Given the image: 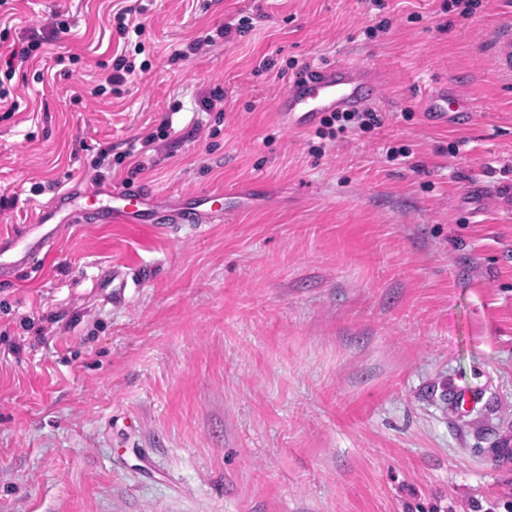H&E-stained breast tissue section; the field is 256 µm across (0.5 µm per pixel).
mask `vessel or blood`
<instances>
[{"label":"vessel or blood","mask_w":512,"mask_h":512,"mask_svg":"<svg viewBox=\"0 0 512 512\" xmlns=\"http://www.w3.org/2000/svg\"><path fill=\"white\" fill-rule=\"evenodd\" d=\"M487 48L498 68L512 70V25L498 28ZM369 71L357 65L337 64L313 68L293 83L278 102V118L288 129L311 128L329 112H349L362 108L372 93ZM429 122L459 123L473 111L470 100L447 88L431 92L424 103ZM96 214L101 224H155L165 229L172 224H186L200 229L207 217L198 211L172 210L154 200L146 192L130 187L109 192L84 189L70 198L55 196L38 206L36 224L19 226L12 235L11 246L20 264L33 265L47 240L36 236V225L56 223L64 231L86 223L89 214Z\"/></svg>","instance_id":"1"}]
</instances>
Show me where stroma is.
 Wrapping results in <instances>:
<instances>
[{
	"instance_id": "stroma-1",
	"label": "stroma",
	"mask_w": 512,
	"mask_h": 512,
	"mask_svg": "<svg viewBox=\"0 0 512 512\" xmlns=\"http://www.w3.org/2000/svg\"><path fill=\"white\" fill-rule=\"evenodd\" d=\"M133 3L0 13V56L69 24L0 71V238L93 183L246 196L199 233L75 226L0 280V512H512V74L482 52L512 0H143L140 51ZM119 53L122 94L92 97ZM339 61L379 74L383 122L316 154L276 105ZM440 82L467 123L426 122Z\"/></svg>"
}]
</instances>
